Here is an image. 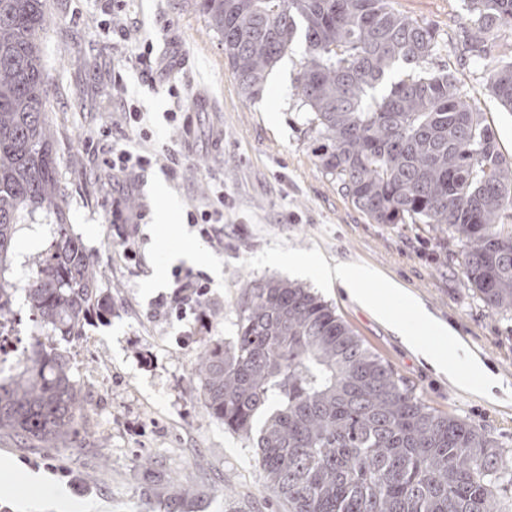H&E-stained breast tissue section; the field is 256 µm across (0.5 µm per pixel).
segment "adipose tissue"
<instances>
[{"label":"adipose tissue","instance_id":"obj_1","mask_svg":"<svg viewBox=\"0 0 512 512\" xmlns=\"http://www.w3.org/2000/svg\"><path fill=\"white\" fill-rule=\"evenodd\" d=\"M325 273L329 280L337 282L361 307L371 312L380 321L389 324L407 347L420 353L438 372L458 382L462 381L464 375L476 376L481 379L484 389L488 391L501 387V380L487 370L478 356L468 350L455 331L448 324L434 319L397 283L386 279L379 280L380 289L375 292L368 287L370 281L377 280L372 271L339 264L333 268H326ZM383 294L399 299L410 312L411 322H404L382 305L379 297ZM417 325L446 338L447 349L440 350L425 345L413 331L414 326Z\"/></svg>","mask_w":512,"mask_h":512}]
</instances>
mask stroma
Instances as JSON below:
<instances>
[{
  "mask_svg": "<svg viewBox=\"0 0 512 512\" xmlns=\"http://www.w3.org/2000/svg\"><path fill=\"white\" fill-rule=\"evenodd\" d=\"M395 6L440 28L444 42L432 69H450L462 80L468 101L512 156V112L493 98L486 75L512 60V34H502L489 56L476 60L463 52L464 0H395ZM111 11L110 0H49L41 53L66 221L98 265V286L112 306L105 314L90 311L81 338L68 347L85 422L65 447L29 448L0 433V462L15 466L13 475H0V512H57L49 494L56 486L84 512H155L182 484L196 490L184 512H284L265 486L252 441L209 413L195 379L205 344L234 341L245 286L294 277L287 265L270 264L274 254H314L331 266L373 270L449 324L503 388L485 394L475 376L456 384L344 288L315 274L294 277L432 407L483 430L512 463V313L492 311L473 293L456 240L425 224L370 223L322 172L317 135L294 95L301 48L281 59L263 96L250 101L239 94L224 48L194 0H126V38L107 26ZM147 41L171 65L141 62ZM120 85L145 113L151 140L125 125ZM171 110L177 122L169 121ZM116 142L161 155L160 166L142 173L128 197L147 211L139 224L111 218L121 185L101 159ZM219 185L224 228L205 239L185 213L211 204ZM165 212L169 233L158 225ZM54 221L41 213L19 224L10 279L26 281ZM181 239L196 245L194 258L173 259ZM129 240L138 260L123 253ZM176 268L210 278L207 302L181 318L156 316L157 298L176 290ZM29 471L45 478L46 490L27 483Z\"/></svg>",
  "mask_w": 512,
  "mask_h": 512,
  "instance_id": "obj_1",
  "label": "stroma"
}]
</instances>
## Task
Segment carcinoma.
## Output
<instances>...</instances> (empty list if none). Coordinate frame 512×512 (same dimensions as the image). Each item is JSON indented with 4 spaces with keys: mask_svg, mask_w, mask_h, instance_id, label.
<instances>
[{
    "mask_svg": "<svg viewBox=\"0 0 512 512\" xmlns=\"http://www.w3.org/2000/svg\"><path fill=\"white\" fill-rule=\"evenodd\" d=\"M247 99L302 43L295 81L318 165L374 224H430L458 241L482 302L512 311V156L454 72H426L439 28L392 0H195ZM467 52L488 56L512 0H467ZM48 0H0V318L15 293L55 337L0 377V432L60 448L82 419L67 348L99 272L65 224L41 38ZM488 87L512 112V62ZM52 213L49 247L23 288L6 276L26 215ZM198 391L229 431L256 437L257 464L286 512H502L512 485L498 443L411 391L326 302L270 278L245 289L235 341L203 347Z\"/></svg>",
    "mask_w": 512,
    "mask_h": 512,
    "instance_id": "carcinoma-1",
    "label": "carcinoma"
}]
</instances>
